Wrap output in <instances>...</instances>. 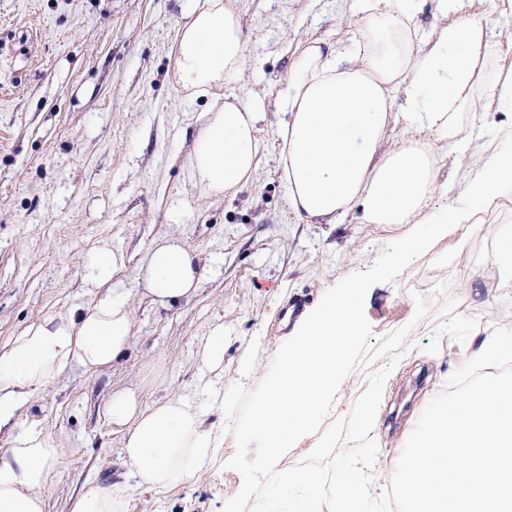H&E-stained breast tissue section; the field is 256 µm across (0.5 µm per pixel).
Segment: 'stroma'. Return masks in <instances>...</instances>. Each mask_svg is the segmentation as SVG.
Instances as JSON below:
<instances>
[{
    "label": "stroma",
    "mask_w": 512,
    "mask_h": 512,
    "mask_svg": "<svg viewBox=\"0 0 512 512\" xmlns=\"http://www.w3.org/2000/svg\"><path fill=\"white\" fill-rule=\"evenodd\" d=\"M191 0H0V351L28 323L85 306L95 297L92 257L121 254L113 288L134 319L132 348L113 368H72L38 392L24 420H39L61 449L59 482L46 512H68L91 480L109 485L125 468L119 435L103 414L112 393L131 389L142 405L196 397L203 346L224 327V383L255 389L272 350L290 336L273 309L303 295L316 306L347 275L367 270L407 224L306 221L288 207L278 168L280 100L291 58L303 43L354 49L360 38L352 0H236L246 63L225 83L224 99L258 105L260 162L236 194L208 196L190 167L198 119L209 98L182 92L174 77L178 29ZM497 229L470 225L437 240L364 302L374 337L412 325L402 370L387 388L373 437L377 461L399 454L426 394H439L485 331L512 321V292L496 280L444 273L412 324L411 282L421 266L476 251ZM175 236L200 252L201 290L171 307L153 302L140 279L151 244ZM232 435L210 470L163 496L134 489L128 512H223L242 484L225 466Z\"/></svg>",
    "instance_id": "stroma-1"
}]
</instances>
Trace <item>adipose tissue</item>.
I'll return each mask as SVG.
<instances>
[{
	"label": "adipose tissue",
	"mask_w": 512,
	"mask_h": 512,
	"mask_svg": "<svg viewBox=\"0 0 512 512\" xmlns=\"http://www.w3.org/2000/svg\"><path fill=\"white\" fill-rule=\"evenodd\" d=\"M414 0H356L361 39L352 53L303 46L293 57L278 128L288 206L305 220L360 211L367 224H426L429 236L479 223L512 194V128L494 151H473L463 132L477 107L512 112V64L487 67L495 34L474 0H430L439 25L419 35ZM241 15L231 0H194L177 36L176 77L189 95L213 96L246 62ZM257 107L212 104L203 115L191 154L194 182L210 196L233 193L258 166ZM413 138L387 152L379 147L392 123ZM444 143L469 159L460 180L463 206L430 218L426 208L437 181ZM122 259L109 250L95 258L102 290L89 305L25 326L0 353V512H45L44 489L61 477L54 437L37 421L15 423L33 393L72 366L94 374L127 356L133 317L111 290ZM205 265L198 252L171 237L151 245L142 268L146 292L161 305L195 295ZM512 357V326L487 334L471 352L475 368ZM104 415L121 435L120 456L129 477L103 486L89 483L69 512H127L133 486L162 494L193 482L211 465L224 430L205 422V405L169 398L141 407L135 392L112 394Z\"/></svg>",
	"instance_id": "obj_1"
}]
</instances>
